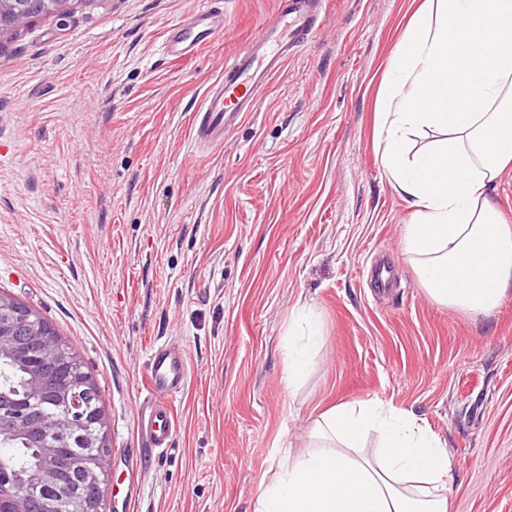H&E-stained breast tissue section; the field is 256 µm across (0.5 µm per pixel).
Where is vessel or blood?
<instances>
[{"mask_svg":"<svg viewBox=\"0 0 512 512\" xmlns=\"http://www.w3.org/2000/svg\"><path fill=\"white\" fill-rule=\"evenodd\" d=\"M326 0H279L274 16L264 21L251 38V49L224 68V81L205 96L193 116L195 141L222 143L257 95L281 70L288 57L317 34ZM224 32V16L213 9L196 13L170 27L163 49L169 59L192 56ZM188 361L171 345L154 347L147 360L145 381L139 390L137 415L145 453L168 447L174 431L170 401L185 387Z\"/></svg>","mask_w":512,"mask_h":512,"instance_id":"obj_1","label":"vessel or blood"}]
</instances>
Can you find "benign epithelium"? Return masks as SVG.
<instances>
[{"instance_id": "obj_1", "label": "benign epithelium", "mask_w": 512, "mask_h": 512, "mask_svg": "<svg viewBox=\"0 0 512 512\" xmlns=\"http://www.w3.org/2000/svg\"><path fill=\"white\" fill-rule=\"evenodd\" d=\"M5 360L27 364L29 380L26 397L0 396V403L14 405L13 410L0 413V437H28L41 449V461L20 484L1 474L0 496H9L11 512H44L43 487L65 485L67 474L76 468L83 473L85 492L71 510L98 512L107 473L106 426L101 407L92 405L95 387L80 371L78 357L50 334L36 312L0 297V361ZM49 386L61 407L58 418L41 410V398ZM91 429V450L78 455L67 451L75 433Z\"/></svg>"}]
</instances>
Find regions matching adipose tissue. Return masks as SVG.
Wrapping results in <instances>:
<instances>
[{
  "label": "adipose tissue",
  "mask_w": 512,
  "mask_h": 512,
  "mask_svg": "<svg viewBox=\"0 0 512 512\" xmlns=\"http://www.w3.org/2000/svg\"><path fill=\"white\" fill-rule=\"evenodd\" d=\"M388 75L381 160L414 215L402 254L433 301L487 314L512 287V226L488 196L512 166V0H425ZM372 431L370 458L359 444ZM312 435L255 512H448V451L405 413L340 404Z\"/></svg>",
  "instance_id": "obj_1"
}]
</instances>
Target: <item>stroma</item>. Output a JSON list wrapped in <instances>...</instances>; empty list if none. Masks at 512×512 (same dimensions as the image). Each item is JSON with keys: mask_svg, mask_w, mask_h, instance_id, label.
Masks as SVG:
<instances>
[{"mask_svg": "<svg viewBox=\"0 0 512 512\" xmlns=\"http://www.w3.org/2000/svg\"><path fill=\"white\" fill-rule=\"evenodd\" d=\"M190 58L169 27L213 0H73L0 35V296L56 329L97 386L99 512H254L319 414L379 402L447 448L449 512H512V290L474 317L401 254L411 211L379 161L376 102L422 0H332L315 39L219 145L191 130L226 59L277 0H222ZM383 252L401 285L373 298ZM322 340L289 382L292 313ZM189 376L169 448L138 470L153 346Z\"/></svg>", "mask_w": 512, "mask_h": 512, "instance_id": "1", "label": "stroma"}]
</instances>
